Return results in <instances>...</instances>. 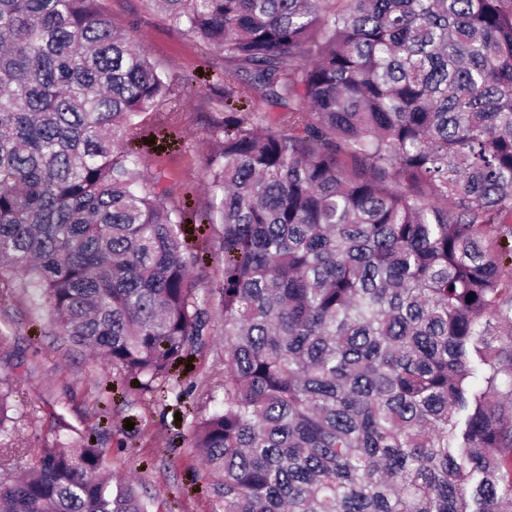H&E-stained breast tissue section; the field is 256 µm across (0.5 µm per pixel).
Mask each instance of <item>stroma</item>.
<instances>
[{"mask_svg": "<svg viewBox=\"0 0 512 512\" xmlns=\"http://www.w3.org/2000/svg\"><path fill=\"white\" fill-rule=\"evenodd\" d=\"M115 28L132 31L140 46L174 74L199 81L181 94L183 108L165 121L147 120L134 145L169 200L184 207L192 251L212 249L199 227L209 205L203 162L206 134L217 112L205 81L222 59L176 28L155 0H101ZM119 374L60 336L34 285L11 282L0 293V386L12 396V420L0 434V478L33 469L52 444L101 448L104 469L137 483L151 512H213L210 482L192 446L187 422L176 420L171 401L119 384ZM201 412L221 396L224 362L219 337L193 356L180 376Z\"/></svg>", "mask_w": 512, "mask_h": 512, "instance_id": "35a3bbf8", "label": "stroma"}]
</instances>
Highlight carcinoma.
<instances>
[{
  "mask_svg": "<svg viewBox=\"0 0 512 512\" xmlns=\"http://www.w3.org/2000/svg\"><path fill=\"white\" fill-rule=\"evenodd\" d=\"M156 2L224 61L220 278L129 149L185 81L100 0H0V263L184 405L218 314L223 398L184 412L215 512H512V0ZM100 466L47 446L0 512H149Z\"/></svg>",
  "mask_w": 512,
  "mask_h": 512,
  "instance_id": "1",
  "label": "carcinoma"
}]
</instances>
